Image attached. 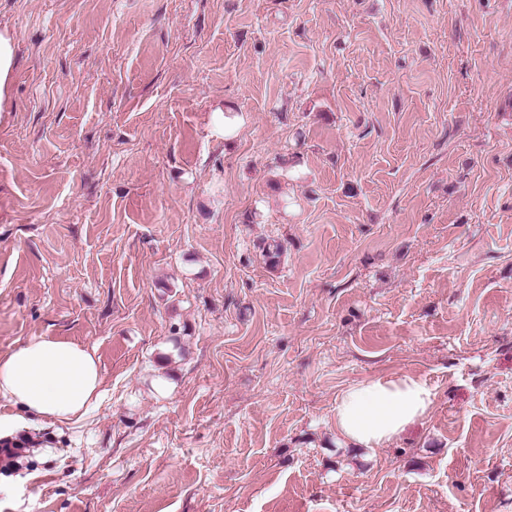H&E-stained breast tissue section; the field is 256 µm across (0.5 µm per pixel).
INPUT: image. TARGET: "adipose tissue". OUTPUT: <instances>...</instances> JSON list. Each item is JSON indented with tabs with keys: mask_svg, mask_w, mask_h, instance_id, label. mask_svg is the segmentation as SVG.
<instances>
[{
	"mask_svg": "<svg viewBox=\"0 0 512 512\" xmlns=\"http://www.w3.org/2000/svg\"><path fill=\"white\" fill-rule=\"evenodd\" d=\"M102 397L93 350L68 340H29L0 356V438L13 435L23 416L51 423L81 421ZM433 394L418 377L404 375L350 384L336 399L333 422L343 443L376 448L424 419Z\"/></svg>",
	"mask_w": 512,
	"mask_h": 512,
	"instance_id": "adipose-tissue-1",
	"label": "adipose tissue"
}]
</instances>
